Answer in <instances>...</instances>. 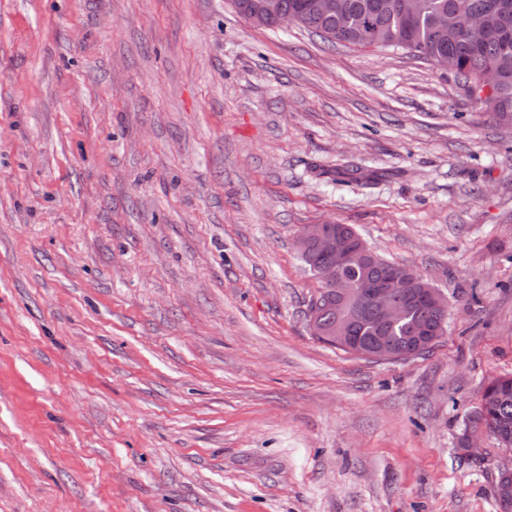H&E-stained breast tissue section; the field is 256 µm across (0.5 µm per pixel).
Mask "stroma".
Listing matches in <instances>:
<instances>
[{"instance_id": "stroma-1", "label": "stroma", "mask_w": 512, "mask_h": 512, "mask_svg": "<svg viewBox=\"0 0 512 512\" xmlns=\"http://www.w3.org/2000/svg\"><path fill=\"white\" fill-rule=\"evenodd\" d=\"M347 224L448 297L397 363L314 338ZM512 124L454 72L230 0H0V512H496ZM488 390L489 393L485 396L483 408L479 407L469 417V423L475 430L468 429L466 431L467 452L476 447L477 434L474 431L483 430V428L477 427L481 425L496 438L501 448L511 453V444L508 441L501 444L498 435L505 431L512 437V376L504 375L492 379L484 389L483 395Z\"/></svg>"}]
</instances>
